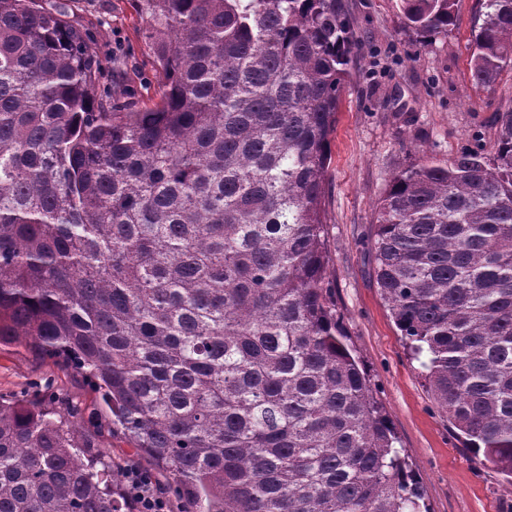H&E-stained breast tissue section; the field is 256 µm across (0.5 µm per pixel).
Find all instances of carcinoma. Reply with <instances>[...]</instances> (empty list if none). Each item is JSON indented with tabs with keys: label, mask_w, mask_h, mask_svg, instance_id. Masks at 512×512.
<instances>
[{
	"label": "carcinoma",
	"mask_w": 512,
	"mask_h": 512,
	"mask_svg": "<svg viewBox=\"0 0 512 512\" xmlns=\"http://www.w3.org/2000/svg\"><path fill=\"white\" fill-rule=\"evenodd\" d=\"M164 76L95 101L60 6L0 0V345L70 359L188 512H422L328 298L322 199L350 57L342 0H137ZM459 0H400L448 32ZM471 74L512 68L485 0ZM374 280L474 455L512 478V107L488 153L395 175ZM54 412L0 402V512H136Z\"/></svg>",
	"instance_id": "cac0c4a2"
}]
</instances>
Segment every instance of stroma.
<instances>
[{
    "mask_svg": "<svg viewBox=\"0 0 512 512\" xmlns=\"http://www.w3.org/2000/svg\"><path fill=\"white\" fill-rule=\"evenodd\" d=\"M97 62L98 84L116 106L138 111L158 100L162 73L135 0H65ZM360 41L348 68L324 194L327 281L348 343L363 363L402 456L431 512H512V479L466 447L425 382L389 316L373 277L372 214L390 178L422 156L447 160L490 151L499 110L512 104V68L494 89L470 73L471 40L484 0H461L447 32L427 38L403 24L398 0H343ZM0 399H22L72 422L115 470L149 471L173 512L184 501L112 425V414L82 374L24 343L0 346Z\"/></svg>",
    "mask_w": 512,
    "mask_h": 512,
    "instance_id": "stroma-1",
    "label": "stroma"
}]
</instances>
